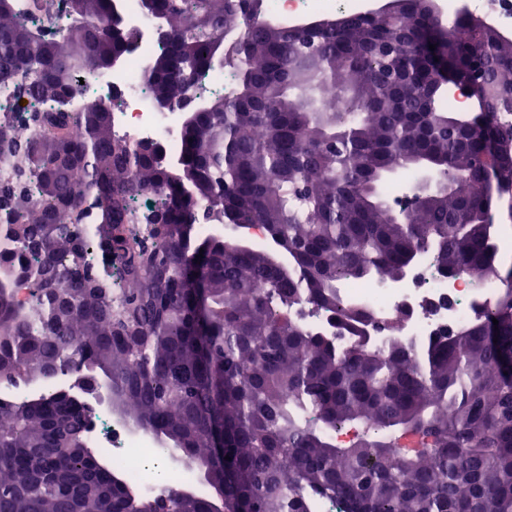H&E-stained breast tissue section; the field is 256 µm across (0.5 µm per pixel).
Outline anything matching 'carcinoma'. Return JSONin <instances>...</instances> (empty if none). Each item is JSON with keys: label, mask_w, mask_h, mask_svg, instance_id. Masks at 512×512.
<instances>
[{"label": "carcinoma", "mask_w": 512, "mask_h": 512, "mask_svg": "<svg viewBox=\"0 0 512 512\" xmlns=\"http://www.w3.org/2000/svg\"><path fill=\"white\" fill-rule=\"evenodd\" d=\"M65 2L50 34L36 17L55 0L0 11V369L105 385L217 499L138 494L95 461L90 413L38 389L0 399V512H512V263L482 218L512 199V39L470 14L462 39L426 0L310 30L267 22L263 0H139L165 42L142 74L151 105L232 77L185 119L175 169L117 132L112 106L71 109L78 77L135 37L113 0ZM460 87L477 112L443 108ZM416 169L430 189L391 205L382 183ZM190 210L264 225L288 263L245 233L199 235ZM423 253L495 285L489 312L424 348L373 349L342 285L397 280ZM303 305L352 345L306 328Z\"/></svg>", "instance_id": "cac0c4a2"}]
</instances>
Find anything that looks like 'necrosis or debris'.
<instances>
[{
	"instance_id": "necrosis-or-debris-1",
	"label": "necrosis or debris",
	"mask_w": 512,
	"mask_h": 512,
	"mask_svg": "<svg viewBox=\"0 0 512 512\" xmlns=\"http://www.w3.org/2000/svg\"><path fill=\"white\" fill-rule=\"evenodd\" d=\"M116 8L127 27L136 30V48L113 67L110 76L91 79L85 96L75 99L73 105L80 108L98 100L111 101L112 121L120 133L176 149L180 113L153 111L141 81L146 57L162 49L163 43L143 18L139 0H116ZM364 9L363 0H268L271 16L289 19L336 10L360 13ZM439 9L443 18L451 22L466 12L479 13L501 32L512 33V0H440ZM344 293L371 311L373 324L367 334L373 348L378 349L393 325L397 326L399 336L420 347L434 337L460 333L482 317L496 291H474L465 275L456 281L442 278L430 261L423 260L400 281L367 280L345 288ZM89 435L94 446L111 449L113 460L125 462L134 470L143 490L162 493L194 479L192 473L178 470L155 478L151 435L133 433L108 414L92 417Z\"/></svg>"
}]
</instances>
